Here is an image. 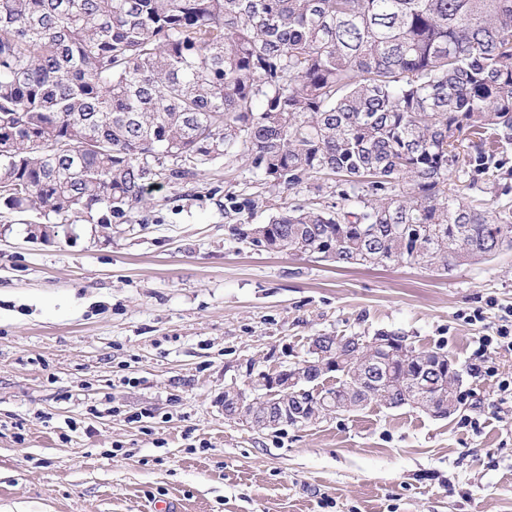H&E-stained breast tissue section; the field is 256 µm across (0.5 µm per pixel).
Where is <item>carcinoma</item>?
I'll use <instances>...</instances> for the list:
<instances>
[{"mask_svg":"<svg viewBox=\"0 0 512 512\" xmlns=\"http://www.w3.org/2000/svg\"><path fill=\"white\" fill-rule=\"evenodd\" d=\"M512 0H0V205L50 216L144 205L240 153L267 183L332 176L339 203L294 205L242 239L344 265L448 273L512 250V220L450 188L506 195ZM332 336L306 369L322 406L460 398L458 363L393 331Z\"/></svg>","mask_w":512,"mask_h":512,"instance_id":"cac0c4a2","label":"carcinoma"}]
</instances>
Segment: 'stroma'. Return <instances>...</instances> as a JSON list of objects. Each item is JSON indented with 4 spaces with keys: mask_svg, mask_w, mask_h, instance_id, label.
Returning <instances> with one entry per match:
<instances>
[{
    "mask_svg": "<svg viewBox=\"0 0 512 512\" xmlns=\"http://www.w3.org/2000/svg\"><path fill=\"white\" fill-rule=\"evenodd\" d=\"M335 200L333 181L273 187L236 156L46 239L39 211L0 208V512H512V352L478 351L512 307V252L443 274L347 268L235 233ZM379 331L464 368L455 414L225 419V391L308 337Z\"/></svg>",
    "mask_w": 512,
    "mask_h": 512,
    "instance_id": "35a3bbf8",
    "label": "stroma"
}]
</instances>
